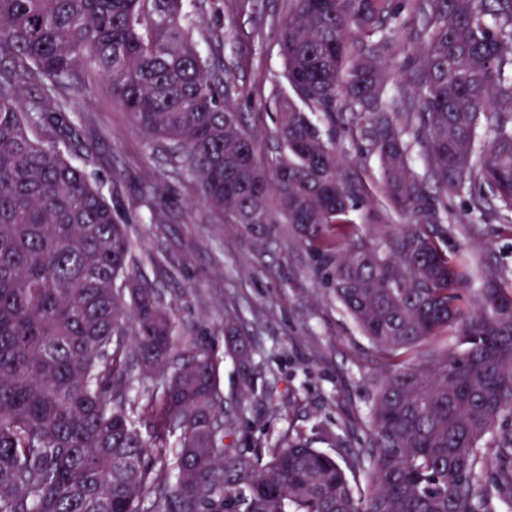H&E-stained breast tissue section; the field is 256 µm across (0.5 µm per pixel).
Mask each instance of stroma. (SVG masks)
Wrapping results in <instances>:
<instances>
[{
  "label": "stroma",
  "instance_id": "1",
  "mask_svg": "<svg viewBox=\"0 0 512 512\" xmlns=\"http://www.w3.org/2000/svg\"><path fill=\"white\" fill-rule=\"evenodd\" d=\"M287 12L288 0H197L190 19L203 56L231 74L234 103L265 150L276 145L271 89L282 71L276 37ZM75 107L83 116L85 169L127 221L143 276L171 308L178 348L201 329L210 339L230 423L225 446L249 455L302 433L332 454L367 447L370 399L384 362L315 275L313 257L290 225L256 224L246 232L225 223L196 181L170 165L165 143L146 137L118 102L87 87ZM335 138L343 174L361 189L355 223L376 237L383 225H404L383 208L379 172L351 116L337 120ZM496 208L487 200L484 223L471 224L470 194L448 203L440 245L450 254L467 252L471 299L488 270L512 279V230L499 223ZM229 316L251 343L247 365L227 353Z\"/></svg>",
  "mask_w": 512,
  "mask_h": 512
}]
</instances>
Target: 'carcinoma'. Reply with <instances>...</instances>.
I'll list each match as a JSON object with an SVG mask.
<instances>
[{
  "label": "carcinoma",
  "mask_w": 512,
  "mask_h": 512,
  "mask_svg": "<svg viewBox=\"0 0 512 512\" xmlns=\"http://www.w3.org/2000/svg\"><path fill=\"white\" fill-rule=\"evenodd\" d=\"M192 0H0V512H494L512 501V285L434 230L465 189L512 224V0H288L275 131L257 138L220 64L187 28ZM413 29L415 46L402 35ZM401 76V106L388 105ZM104 83L227 224H290L380 358L369 447L344 461L288 435L229 455L213 349L175 344L172 312L136 272L126 225L74 164V80ZM40 94L29 102L23 83ZM363 116L383 243L350 212L331 126ZM426 144L428 178L409 163ZM448 328L459 348L426 356ZM230 351L248 344L224 324ZM154 381L147 399L136 389ZM149 414L153 431L139 429ZM364 476L366 486L357 487Z\"/></svg>",
  "instance_id": "carcinoma-1"
}]
</instances>
